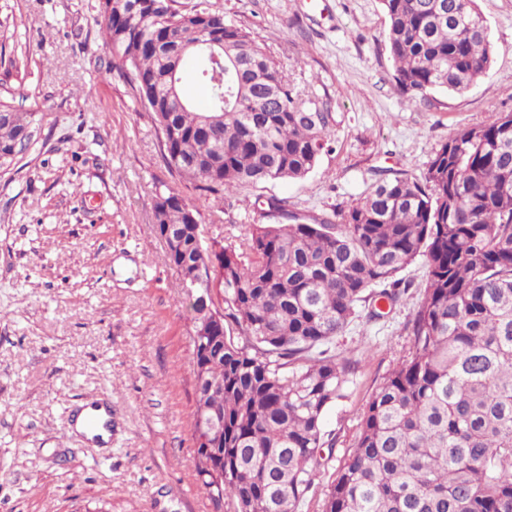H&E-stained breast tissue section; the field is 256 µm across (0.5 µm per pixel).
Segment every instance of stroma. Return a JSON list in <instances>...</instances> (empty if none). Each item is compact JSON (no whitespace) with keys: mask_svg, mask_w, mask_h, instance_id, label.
Segmentation results:
<instances>
[{"mask_svg":"<svg viewBox=\"0 0 512 512\" xmlns=\"http://www.w3.org/2000/svg\"><path fill=\"white\" fill-rule=\"evenodd\" d=\"M91 2L0 0V100L43 134L20 171L0 173V512H213L193 468L189 300L153 231L157 192H179L208 236L237 247L257 197L329 214L380 171L421 175L457 129L512 112V0H478L496 49L485 77L425 104L395 86L380 0H216L336 119L335 150L306 179L220 197L168 172L150 113L105 70ZM404 276V304L336 340L356 370L298 512H322L372 394L408 352L423 270ZM97 395L112 400L106 448L65 434Z\"/></svg>","mask_w":512,"mask_h":512,"instance_id":"obj_1","label":"stroma"}]
</instances>
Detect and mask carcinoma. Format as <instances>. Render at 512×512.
Wrapping results in <instances>:
<instances>
[{"mask_svg": "<svg viewBox=\"0 0 512 512\" xmlns=\"http://www.w3.org/2000/svg\"><path fill=\"white\" fill-rule=\"evenodd\" d=\"M97 0L106 73L154 115L168 170L205 195L303 180L331 151L334 117L305 99L212 0ZM392 78L411 98L461 93L495 47L476 0H381ZM193 67L206 106L183 92ZM174 85L183 105L170 100ZM36 124L0 103V168ZM271 223L247 247L206 238L198 208L153 204L170 265L189 275L198 480L219 509L297 512L327 444L326 411L354 367L332 349L386 316L425 268L408 354L376 389L323 512H512V113L456 130L421 177H385L347 211L306 216L258 202Z\"/></svg>", "mask_w": 512, "mask_h": 512, "instance_id": "1", "label": "carcinoma"}]
</instances>
